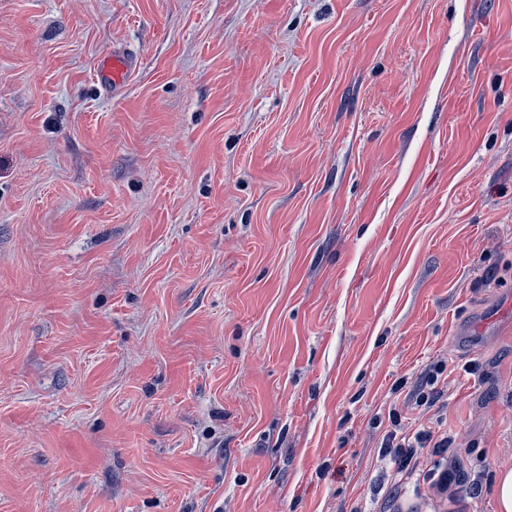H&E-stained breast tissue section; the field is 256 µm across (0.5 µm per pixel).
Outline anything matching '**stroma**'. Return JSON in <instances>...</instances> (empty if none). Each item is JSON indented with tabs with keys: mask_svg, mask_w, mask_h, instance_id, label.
Listing matches in <instances>:
<instances>
[{
	"mask_svg": "<svg viewBox=\"0 0 512 512\" xmlns=\"http://www.w3.org/2000/svg\"><path fill=\"white\" fill-rule=\"evenodd\" d=\"M511 301L512 0H0V512H496ZM136 66L137 62L133 57L123 52L113 51L112 56L104 59L100 66L99 82L106 90L112 89L114 94L124 86ZM445 368L432 370L425 382L421 385L417 394L416 404L418 407H425L429 411L439 402L447 391L446 377L442 378ZM389 428L381 441L379 456L385 461L395 483L423 482L446 497L456 498L465 492L477 498L482 487L481 475L464 469L458 448H453L454 438L445 430L442 421L429 419L417 428L404 430L402 414L396 407L388 411ZM437 425L435 426L428 425ZM428 449L434 460L427 470L418 469V458Z\"/></svg>",
	"mask_w": 512,
	"mask_h": 512,
	"instance_id": "1",
	"label": "stroma"
}]
</instances>
